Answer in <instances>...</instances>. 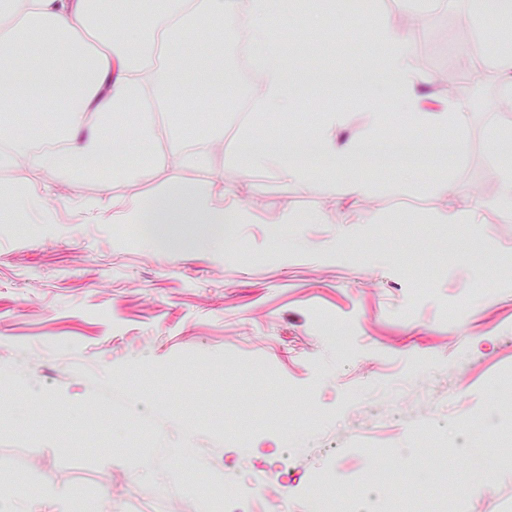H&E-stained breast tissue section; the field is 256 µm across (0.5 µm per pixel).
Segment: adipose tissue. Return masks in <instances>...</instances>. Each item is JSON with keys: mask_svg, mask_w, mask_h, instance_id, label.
I'll list each match as a JSON object with an SVG mask.
<instances>
[{"mask_svg": "<svg viewBox=\"0 0 512 512\" xmlns=\"http://www.w3.org/2000/svg\"><path fill=\"white\" fill-rule=\"evenodd\" d=\"M133 4L134 0H0V70L8 71L28 57L36 61L30 82L0 95V112H31L45 100L61 104L57 123L38 132L49 144L46 150H36L29 140L14 138L1 126V163L27 164L51 179L93 177L104 184L113 178L145 176L173 157L188 167H207L211 144L222 139V129L199 135L176 122L167 131L169 149L158 150L134 168L116 167L109 173L99 168L105 149L132 152L154 139L155 113L183 111L170 72L177 67L194 75L212 70L210 58L194 48L205 30L219 31L232 43L247 38L257 64L250 90L255 108L284 112L293 106L296 88L284 40L262 23L268 0H156L152 8L138 10ZM394 28L388 16L376 28L386 46L378 63L386 82L379 90L358 95L361 108L377 125L390 112L408 114L422 128L461 122L466 111L461 102L427 108L417 92L424 77L416 67L414 45L410 39L393 37ZM344 121V112L326 110L309 136L312 149L342 170L353 165L364 146L360 138L337 143L336 129ZM242 162L250 168L272 167L287 184H303L309 176L308 168L291 153L272 144ZM28 211L39 212L42 223L55 221L46 189L0 191V224L16 223ZM125 220L171 233L186 224H231L235 218L213 204L207 189L173 185L147 205H133Z\"/></svg>", "mask_w": 512, "mask_h": 512, "instance_id": "1", "label": "adipose tissue"}]
</instances>
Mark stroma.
<instances>
[{
	"mask_svg": "<svg viewBox=\"0 0 512 512\" xmlns=\"http://www.w3.org/2000/svg\"><path fill=\"white\" fill-rule=\"evenodd\" d=\"M475 0H288L262 23L302 47L296 83L337 88L385 77L386 15L410 35L429 102L462 100V123L373 126L351 98L320 99L346 115L339 141L366 152L413 140L456 157L431 168L358 163L300 187L233 160L241 128L304 143L294 112L246 113L224 127L208 168L173 163L101 184L62 177L55 193L86 204L56 223L0 224V512H218L214 488L253 512H307L319 487L336 502L378 492L389 512H512V214L492 134L512 130L498 75L470 78L489 38L512 43ZM224 174L213 182V172ZM365 181L366 196L340 183ZM447 178L451 195L432 191ZM172 184L210 188L238 209L223 252L190 227L182 247L145 244L115 210ZM481 203L482 224H441ZM298 223L271 235L284 212ZM319 211L336 215L315 224ZM374 223L360 224L358 214Z\"/></svg>",
	"mask_w": 512,
	"mask_h": 512,
	"instance_id": "35a3bbf8",
	"label": "stroma"
}]
</instances>
